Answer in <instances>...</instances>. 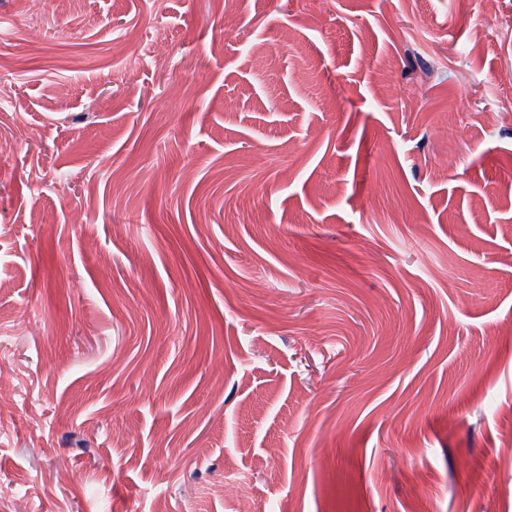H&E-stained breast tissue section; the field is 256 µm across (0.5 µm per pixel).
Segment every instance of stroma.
Here are the masks:
<instances>
[{
    "mask_svg": "<svg viewBox=\"0 0 512 512\" xmlns=\"http://www.w3.org/2000/svg\"><path fill=\"white\" fill-rule=\"evenodd\" d=\"M0 21V512H512V0Z\"/></svg>",
    "mask_w": 512,
    "mask_h": 512,
    "instance_id": "stroma-1",
    "label": "stroma"
}]
</instances>
